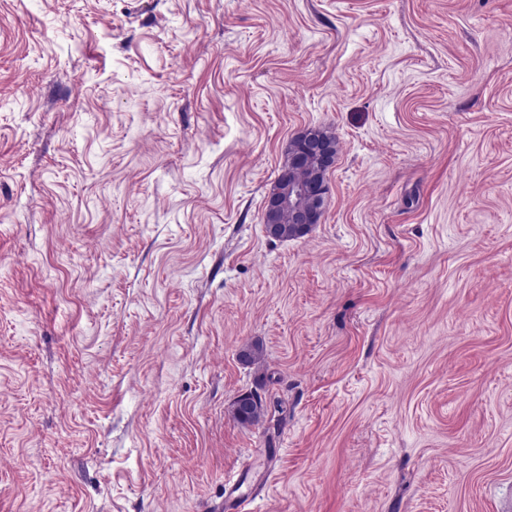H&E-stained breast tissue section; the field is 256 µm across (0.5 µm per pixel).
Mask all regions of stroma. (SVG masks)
I'll use <instances>...</instances> for the list:
<instances>
[{
	"instance_id": "35a3bbf8",
	"label": "stroma",
	"mask_w": 512,
	"mask_h": 512,
	"mask_svg": "<svg viewBox=\"0 0 512 512\" xmlns=\"http://www.w3.org/2000/svg\"><path fill=\"white\" fill-rule=\"evenodd\" d=\"M238 496L512 512V0H0V512ZM309 134L311 135L310 138L307 140H296L293 139L289 146H288V170H286L274 183L272 187L276 185L277 182H279L281 179H283L287 174L288 176H292L293 178L297 179L301 177L302 172H298L296 168H293L291 166V160L294 158V155L297 153V151L302 150L308 157V149H307V142H315L319 145H321L324 148L325 151V157L321 156L320 154H317V152H313L311 155V164L315 166L318 164V168L321 169L322 173V179L325 180L326 170L329 167V165L333 161V156L335 155L337 149H336V138L329 134L328 132L321 130V129H309ZM313 132V133H312ZM325 192L324 184L312 189L297 184L283 185L277 195L267 198L263 223L267 224L269 210H281L288 211L292 215L293 224L268 225V233L277 239L287 240L300 237L304 231L296 224H303L308 228L311 224L318 222L320 205L325 197ZM304 197H308L306 205L303 203ZM233 414L235 419L242 425L256 423L261 416L268 414L266 399L257 390L250 391L246 396L238 397L233 402Z\"/></svg>"
}]
</instances>
